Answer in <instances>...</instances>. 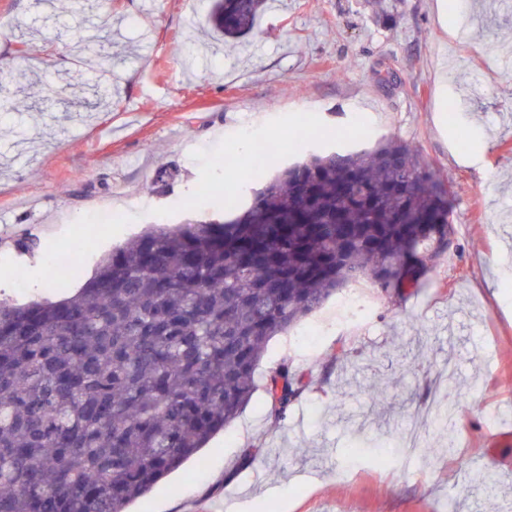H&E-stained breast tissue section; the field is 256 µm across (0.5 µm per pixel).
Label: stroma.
<instances>
[{
    "label": "stroma",
    "mask_w": 512,
    "mask_h": 512,
    "mask_svg": "<svg viewBox=\"0 0 512 512\" xmlns=\"http://www.w3.org/2000/svg\"><path fill=\"white\" fill-rule=\"evenodd\" d=\"M211 6L0 0V298L71 295L146 226L245 204L252 141L408 143L457 193L458 251L403 299L363 281L367 325L337 326L335 295L274 337L257 382L286 362L307 385L287 417L256 391L130 512H512V0H448L444 21L437 0H267L236 45ZM76 238L78 276L49 281Z\"/></svg>",
    "instance_id": "1"
}]
</instances>
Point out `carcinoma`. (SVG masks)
Wrapping results in <instances>:
<instances>
[{"instance_id": "carcinoma-1", "label": "carcinoma", "mask_w": 512, "mask_h": 512, "mask_svg": "<svg viewBox=\"0 0 512 512\" xmlns=\"http://www.w3.org/2000/svg\"><path fill=\"white\" fill-rule=\"evenodd\" d=\"M265 0H214L241 41ZM231 219L155 224L71 296L0 300V512H126L235 421L271 339L350 283L400 299L458 249L453 187L408 144L311 154ZM306 390L266 378L268 416Z\"/></svg>"}]
</instances>
